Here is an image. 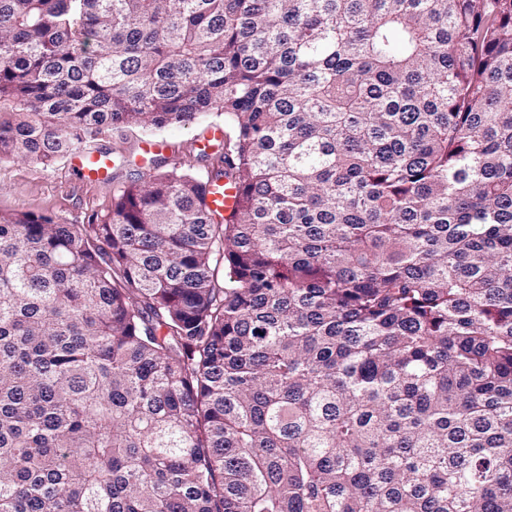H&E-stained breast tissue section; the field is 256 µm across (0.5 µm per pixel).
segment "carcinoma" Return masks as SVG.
<instances>
[{
    "label": "carcinoma",
    "mask_w": 512,
    "mask_h": 512,
    "mask_svg": "<svg viewBox=\"0 0 512 512\" xmlns=\"http://www.w3.org/2000/svg\"><path fill=\"white\" fill-rule=\"evenodd\" d=\"M214 112L0 212V512H512V0H0V161ZM217 127L224 131V114L213 113L190 125L174 124L160 130L109 131L51 166L21 159L0 162V211L43 214L59 224H87L93 213L112 208V180L104 182L111 174L120 182L138 180L153 167V160L173 153L183 171L202 174V163L197 162L196 154L198 149L220 140V135H214L219 132ZM147 140L163 141L166 149L158 143H146V154L164 151L142 162V144ZM76 152H85L70 161L79 180L67 165ZM97 153L107 155L114 166L109 158ZM235 194L236 190L227 180L215 181L209 187L208 201L214 210L229 211L234 206Z\"/></svg>",
    "instance_id": "carcinoma-1"
}]
</instances>
